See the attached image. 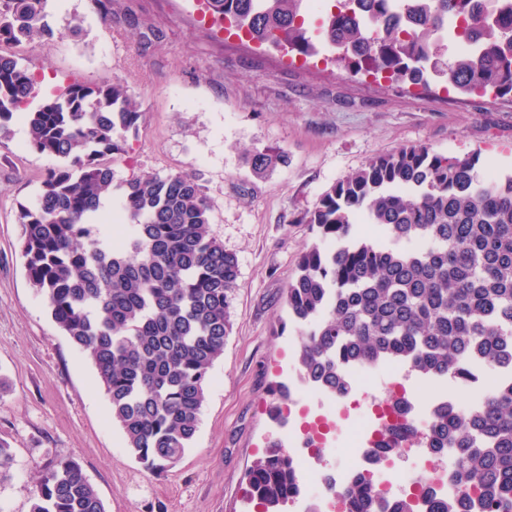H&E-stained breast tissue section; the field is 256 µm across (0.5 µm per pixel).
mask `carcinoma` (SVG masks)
<instances>
[{"label":"carcinoma","mask_w":512,"mask_h":512,"mask_svg":"<svg viewBox=\"0 0 512 512\" xmlns=\"http://www.w3.org/2000/svg\"><path fill=\"white\" fill-rule=\"evenodd\" d=\"M47 0H0V45L38 35L50 42ZM386 10L418 12L415 29L367 22L352 0H333L313 18L305 0H208L217 21L258 44L302 57L320 40L348 72L425 84V74L464 94H512V0H375ZM480 37L468 54L445 58V40ZM35 76L0 55V132L33 96ZM141 113L123 82H74L28 113L29 146L63 159L22 205L21 251L28 280L50 314L93 365L126 448L150 471L176 463L191 444L209 371L224 354L239 277L235 254L210 233L211 203L199 178L132 175L120 182L128 232L117 244L97 217ZM267 174L287 164L267 148L246 156ZM479 155H446L424 145L373 157L334 184L302 223L318 237L297 260L285 303L300 327L297 370L303 382L344 396L346 362H402L423 379H469V363L512 367V173L489 181ZM361 218L392 240L355 239ZM270 420L285 422L288 387H269ZM377 465L400 451L403 434L382 431ZM419 446L452 457L462 495L474 512H512V381L474 408L447 401L430 417ZM248 503L283 512L299 489L282 445L272 442L246 472ZM346 512H417L389 499L367 473L342 492ZM426 512H456L446 497L424 495ZM31 512H105L73 460L39 480Z\"/></svg>","instance_id":"obj_1"}]
</instances>
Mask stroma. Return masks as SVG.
I'll list each match as a JSON object with an SVG mask.
<instances>
[{"instance_id":"35a3bbf8","label":"stroma","mask_w":512,"mask_h":512,"mask_svg":"<svg viewBox=\"0 0 512 512\" xmlns=\"http://www.w3.org/2000/svg\"><path fill=\"white\" fill-rule=\"evenodd\" d=\"M46 12L53 41L16 50L37 80L30 109L71 83L121 77L142 118L117 178L197 175L211 233L236 254L240 275L198 431L173 467L147 471L95 369L28 282L16 212L60 160L29 149L26 116L16 114L0 139V438L13 454L0 512H30L38 479L64 460L80 465L105 512H247L245 473L286 432L269 419L267 389L295 378L298 329L283 296L315 240L302 215L371 158L404 146L476 152L482 172H512V97L464 95L433 76L411 85L348 74L327 63L324 46L294 64L269 46L241 47L182 0H113L106 21L89 0H48ZM268 147L288 162L256 177L245 155Z\"/></svg>"}]
</instances>
